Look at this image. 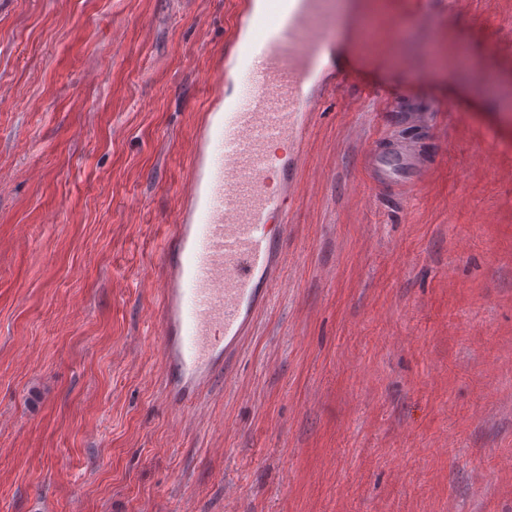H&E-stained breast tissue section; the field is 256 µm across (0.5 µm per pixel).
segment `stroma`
<instances>
[{"instance_id": "1", "label": "stroma", "mask_w": 512, "mask_h": 512, "mask_svg": "<svg viewBox=\"0 0 512 512\" xmlns=\"http://www.w3.org/2000/svg\"><path fill=\"white\" fill-rule=\"evenodd\" d=\"M351 7L291 287L177 432L153 283L235 0H0V512H512V0ZM411 141L429 176L377 186Z\"/></svg>"}]
</instances>
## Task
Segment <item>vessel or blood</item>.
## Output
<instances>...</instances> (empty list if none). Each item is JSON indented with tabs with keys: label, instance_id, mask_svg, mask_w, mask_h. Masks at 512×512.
<instances>
[{
	"label": "vessel or blood",
	"instance_id": "1",
	"mask_svg": "<svg viewBox=\"0 0 512 512\" xmlns=\"http://www.w3.org/2000/svg\"><path fill=\"white\" fill-rule=\"evenodd\" d=\"M336 27L366 29L358 13H336L333 0H267L261 13L254 0H237L215 83H235L238 95L204 113L189 144L191 171L156 287L154 332L174 407L194 403L252 338L276 291L288 289L285 190L307 167L302 143L319 101L344 75ZM368 167L377 184L404 187L428 170L412 146L370 154Z\"/></svg>",
	"mask_w": 512,
	"mask_h": 512
}]
</instances>
